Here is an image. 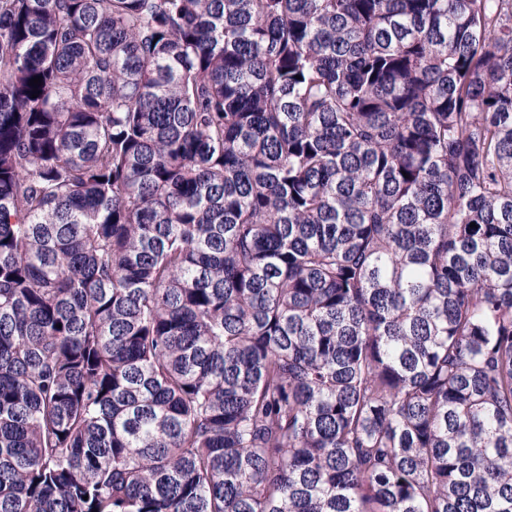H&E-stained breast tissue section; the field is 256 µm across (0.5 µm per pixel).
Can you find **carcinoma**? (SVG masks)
<instances>
[{
	"label": "carcinoma",
	"mask_w": 512,
	"mask_h": 512,
	"mask_svg": "<svg viewBox=\"0 0 512 512\" xmlns=\"http://www.w3.org/2000/svg\"><path fill=\"white\" fill-rule=\"evenodd\" d=\"M0 512H512V0H0Z\"/></svg>",
	"instance_id": "cac0c4a2"
}]
</instances>
